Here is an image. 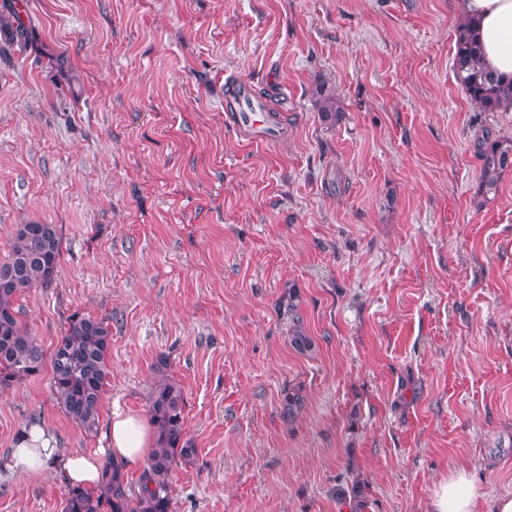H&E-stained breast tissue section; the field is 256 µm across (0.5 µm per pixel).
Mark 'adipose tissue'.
I'll return each instance as SVG.
<instances>
[{
    "instance_id": "ef3b65f1",
    "label": "adipose tissue",
    "mask_w": 512,
    "mask_h": 512,
    "mask_svg": "<svg viewBox=\"0 0 512 512\" xmlns=\"http://www.w3.org/2000/svg\"><path fill=\"white\" fill-rule=\"evenodd\" d=\"M483 50L484 66L502 81L512 80V0H460ZM108 452L124 466L144 465L156 446L150 420L144 415L113 411ZM14 465L25 475H35L61 464L66 483L86 489L102 481L103 463L97 455L74 453L60 457L50 429H30L12 450ZM481 498L474 482L463 473L451 474L436 489L429 512H480Z\"/></svg>"
}]
</instances>
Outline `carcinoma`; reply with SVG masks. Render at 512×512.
Listing matches in <instances>:
<instances>
[{
  "mask_svg": "<svg viewBox=\"0 0 512 512\" xmlns=\"http://www.w3.org/2000/svg\"><path fill=\"white\" fill-rule=\"evenodd\" d=\"M13 21L0 20V33L24 45L31 30L17 13ZM454 67L457 80L480 112H497L512 101V83H504L486 70L479 46L468 30V22L457 28ZM319 112L332 118L339 112L335 90L325 83L315 86ZM484 193L498 190L503 173L512 167V143L490 132L477 140ZM61 236L55 224H19L10 250L0 261V388L8 389L51 368V387L64 414L91 431L97 427L105 388L111 374L112 334L104 318L75 312L67 319L62 336L51 354H46L21 319L18 299L34 288H49L57 279L61 258ZM300 299L292 291L280 302L288 318V342L307 355L315 348L299 312ZM186 397L182 386L169 374L167 360L157 359L146 394L156 448L136 483L129 482L123 466L113 460L104 464L102 486L97 491L67 488L64 512H172L171 479L175 466L190 461L196 449L185 439ZM304 396L292 389L284 399V414L295 420L303 411Z\"/></svg>",
  "mask_w": 512,
  "mask_h": 512,
  "instance_id": "carcinoma-1",
  "label": "carcinoma"
}]
</instances>
